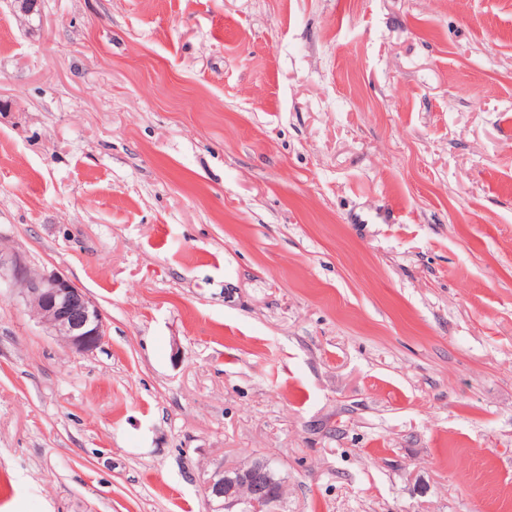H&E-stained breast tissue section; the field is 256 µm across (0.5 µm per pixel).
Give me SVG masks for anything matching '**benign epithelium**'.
<instances>
[{"mask_svg": "<svg viewBox=\"0 0 512 512\" xmlns=\"http://www.w3.org/2000/svg\"><path fill=\"white\" fill-rule=\"evenodd\" d=\"M6 279L20 286L21 296L39 321L69 348L91 353L104 341L107 325L102 311L70 279L56 272L33 273L15 253L0 248V282ZM274 484L271 462L255 459L216 469L204 489L218 512H237L244 491L264 512H279L282 495L273 494Z\"/></svg>", "mask_w": 512, "mask_h": 512, "instance_id": "benign-epithelium-1", "label": "benign epithelium"}]
</instances>
